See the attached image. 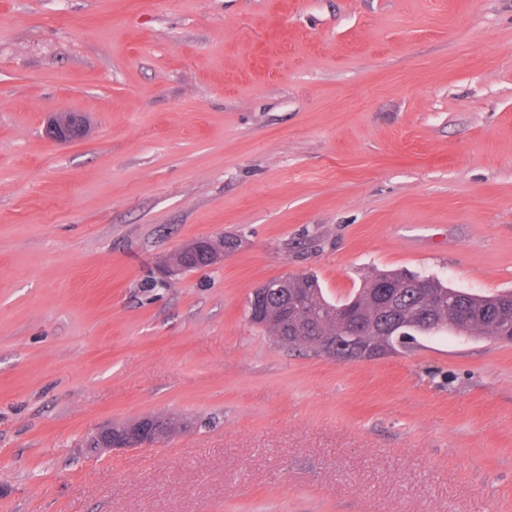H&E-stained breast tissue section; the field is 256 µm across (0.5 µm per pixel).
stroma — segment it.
<instances>
[{
    "instance_id": "1",
    "label": "stroma",
    "mask_w": 512,
    "mask_h": 512,
    "mask_svg": "<svg viewBox=\"0 0 512 512\" xmlns=\"http://www.w3.org/2000/svg\"><path fill=\"white\" fill-rule=\"evenodd\" d=\"M385 270L512 289V0H0V512H512V344L246 316ZM151 416L187 427L85 446ZM53 120L49 119L46 126L48 139L58 145L67 144L80 138L87 126L83 113L64 110L58 113ZM201 239L203 238L195 239L186 244L172 259L173 262L177 263L183 270L206 268L213 265L216 262V255L196 244ZM182 269L177 266L165 265L163 272L167 278H171L179 274ZM152 420H154V417L144 418L133 422L127 428H125L126 425L112 426V431H120L125 428L124 431L120 434L119 438H117V446H113L112 443L111 446L113 449L150 448L167 438V436L156 429L153 424H150L149 421Z\"/></svg>"
}]
</instances>
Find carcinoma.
Here are the masks:
<instances>
[{"label": "carcinoma", "instance_id": "1", "mask_svg": "<svg viewBox=\"0 0 512 512\" xmlns=\"http://www.w3.org/2000/svg\"><path fill=\"white\" fill-rule=\"evenodd\" d=\"M182 269L206 268L216 262V255L191 241L173 258ZM422 277L405 272L378 273L359 290L357 302L368 343L381 336H392L398 343L413 337L402 325L412 323L417 310L427 312L436 332L459 336H482L494 341L512 342V291L483 296L450 288L437 278L429 300L420 294L416 282ZM385 285V292L380 286ZM252 324L270 331L284 345L314 350L309 336L297 329L300 322L324 336H340L346 324L312 277L295 278L288 287L272 292L263 306L249 317Z\"/></svg>", "mask_w": 512, "mask_h": 512}]
</instances>
